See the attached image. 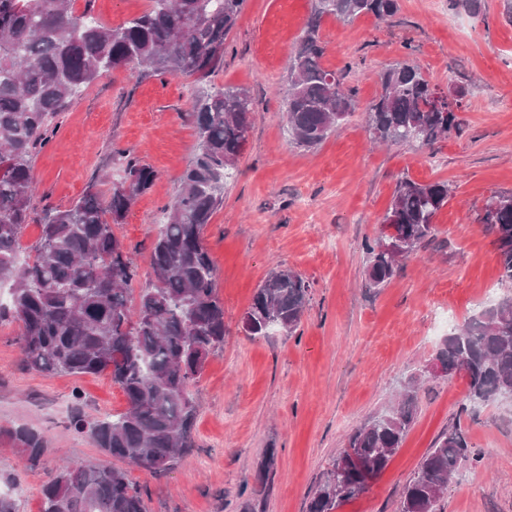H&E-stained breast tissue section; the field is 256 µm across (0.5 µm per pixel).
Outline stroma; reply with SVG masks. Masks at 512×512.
I'll use <instances>...</instances> for the list:
<instances>
[{
    "mask_svg": "<svg viewBox=\"0 0 512 512\" xmlns=\"http://www.w3.org/2000/svg\"><path fill=\"white\" fill-rule=\"evenodd\" d=\"M116 27L149 0H73ZM316 0H246L224 59L206 84L153 76L138 64L102 73L60 114L33 159L35 219L23 250L40 236L44 210L63 209L96 185L108 197L132 156L157 174L115 233L137 245L139 285L150 278V244L166 222L180 176L197 144L184 121L203 86L247 88L255 114L238 169L212 216L205 243L224 303L223 351L209 356L198 386L195 448L168 472L129 467L148 512H306L311 493L349 435L418 376L420 410L387 468L336 512H395L400 494L439 434L461 424L480 462L460 468L438 512H512V403L469 411L462 376L427 372L444 336L490 301L512 297L501 282L492 236L480 220L485 199L512 193V24L502 0L483 17L448 0H399L386 22L346 25L327 16L323 64L345 71L359 110L318 147L288 142L282 110L288 59ZM409 60L443 92L461 87V135L417 144L374 145L365 129L380 74ZM446 181L452 189L434 223L438 234L403 261L384 287L366 282L365 240L379 235L397 182ZM288 268L311 284L298 329L247 336L243 316L271 271ZM17 324L0 323V495L15 512H41L40 488L60 459L95 465L110 457L70 425L74 411L95 420L124 412L105 375H45L24 369ZM27 426L46 442L30 466L8 429ZM274 452V467L260 463Z\"/></svg>",
    "mask_w": 512,
    "mask_h": 512,
    "instance_id": "1",
    "label": "stroma"
}]
</instances>
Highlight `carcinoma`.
Segmentation results:
<instances>
[{"instance_id":"1","label":"carcinoma","mask_w":512,"mask_h":512,"mask_svg":"<svg viewBox=\"0 0 512 512\" xmlns=\"http://www.w3.org/2000/svg\"><path fill=\"white\" fill-rule=\"evenodd\" d=\"M246 0H150L142 14L107 28L71 0H0V283H10L12 303L0 322L19 326L24 366L45 374L107 373L123 392L118 415L71 425L112 458L110 466L71 461L42 485V512H147L125 464L153 475L167 471L193 447L198 400L193 389L209 355L224 348V304L217 268L204 229L224 203V188L245 149L255 112L250 92L212 87L184 113L198 145L180 177L167 223L151 243V281L132 296L139 273L137 246L118 237L135 199L147 192L155 171L126 162V177L112 184L107 203L88 190L66 209H50L24 261L21 234L31 220L32 161L47 144L61 112L105 69L136 62L155 75L205 80L224 59L226 40ZM398 0H317L300 44L290 56L283 109L288 140L306 150L319 146L356 111L355 89L322 64V17L345 25L362 15L386 20ZM381 93L366 108L367 131L381 144L420 143L460 134V101L431 103L437 89L420 68L395 63L380 76ZM448 183L419 184L407 177L396 187L382 223L391 237L364 242L366 276L383 287L400 261L435 235L434 219L448 203ZM482 218L493 236L500 280L512 284V193H494ZM310 299V284L292 269L271 272L244 314L251 336L293 333ZM439 359L448 373L467 380L471 409L512 392V298H504L454 328ZM419 382L410 378L389 409L357 428L325 477L308 512H335L367 487L365 472L379 475L414 421ZM31 465L43 457L44 438L19 426L10 431ZM474 459L467 432L442 431L403 487L398 512H436L450 479Z\"/></svg>"}]
</instances>
